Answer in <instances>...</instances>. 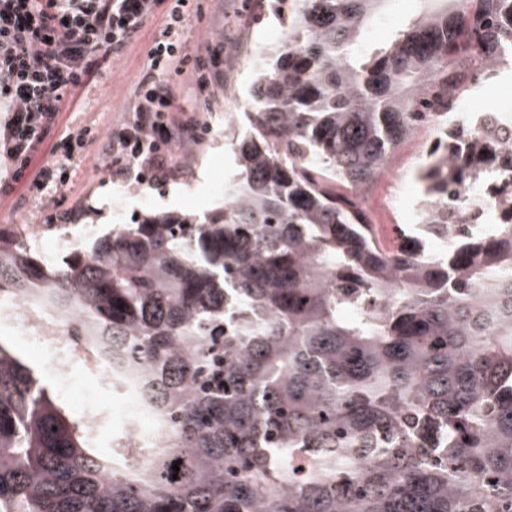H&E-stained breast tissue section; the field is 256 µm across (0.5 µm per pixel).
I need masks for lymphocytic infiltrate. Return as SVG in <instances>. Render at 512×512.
I'll use <instances>...</instances> for the list:
<instances>
[{
	"instance_id": "lymphocytic-infiltrate-1",
	"label": "lymphocytic infiltrate",
	"mask_w": 512,
	"mask_h": 512,
	"mask_svg": "<svg viewBox=\"0 0 512 512\" xmlns=\"http://www.w3.org/2000/svg\"><path fill=\"white\" fill-rule=\"evenodd\" d=\"M191 0H172L163 28L148 51L133 115L113 130L106 152L113 175H134L143 185L163 181L172 147L193 128L176 79L191 74L209 87L224 76V48L211 58L191 55L184 29ZM160 0H0V194L28 181L34 194L58 193L71 178L70 161L93 142L90 127L64 131L50 161L32 159L54 127L67 96L84 86L154 17Z\"/></svg>"
}]
</instances>
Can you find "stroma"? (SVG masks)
<instances>
[{
	"mask_svg": "<svg viewBox=\"0 0 512 512\" xmlns=\"http://www.w3.org/2000/svg\"><path fill=\"white\" fill-rule=\"evenodd\" d=\"M162 20V15H155L113 57L109 68L99 69L90 84L76 92L58 115L57 131L38 151L37 160H44L58 140L59 129L95 125L98 139L87 147L72 184L46 198L34 196L27 183L16 184L10 194L0 197V234L12 236L16 226L38 224L52 214L81 237L89 224L109 229L146 214L201 216L223 204V196L213 187L234 169L225 137L243 129L241 113L250 101L253 58L276 49L282 31L269 0H195L184 31L188 49L196 55L204 53L206 43H223L224 78L208 88L188 81L182 84L181 97L194 108L195 136L174 145L165 181L150 186L113 178L99 165L113 130L130 116ZM436 135L433 124L418 127L361 191L359 201L385 246L395 245L397 225L413 221L420 194L415 173Z\"/></svg>",
	"mask_w": 512,
	"mask_h": 512,
	"instance_id": "obj_1",
	"label": "stroma"
}]
</instances>
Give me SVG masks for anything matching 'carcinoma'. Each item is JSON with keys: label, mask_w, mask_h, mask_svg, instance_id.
Wrapping results in <instances>:
<instances>
[{"label": "carcinoma", "mask_w": 512, "mask_h": 512, "mask_svg": "<svg viewBox=\"0 0 512 512\" xmlns=\"http://www.w3.org/2000/svg\"><path fill=\"white\" fill-rule=\"evenodd\" d=\"M282 2L224 206L60 264L0 237V294L78 322L165 432L94 447L0 343V512H512V149L453 94L512 73V0H418L385 43L393 0ZM431 122L390 250L331 184ZM421 5L413 0H398L363 35L365 41L387 39L419 13Z\"/></svg>", "instance_id": "cac0c4a2"}]
</instances>
